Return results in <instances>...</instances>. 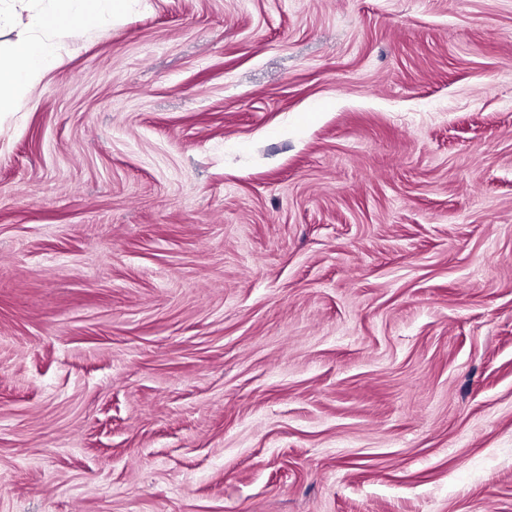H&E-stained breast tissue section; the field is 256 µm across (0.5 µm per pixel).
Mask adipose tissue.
<instances>
[{"label":"adipose tissue","mask_w":512,"mask_h":512,"mask_svg":"<svg viewBox=\"0 0 512 512\" xmlns=\"http://www.w3.org/2000/svg\"><path fill=\"white\" fill-rule=\"evenodd\" d=\"M130 0H52L30 10L28 36L0 54V115L20 111L26 94L55 65L59 37L74 24L109 26L123 20Z\"/></svg>","instance_id":"1"}]
</instances>
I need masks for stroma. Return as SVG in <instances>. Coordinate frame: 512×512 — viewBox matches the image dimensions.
<instances>
[{
    "label": "stroma",
    "instance_id": "35a3bbf8",
    "mask_svg": "<svg viewBox=\"0 0 512 512\" xmlns=\"http://www.w3.org/2000/svg\"><path fill=\"white\" fill-rule=\"evenodd\" d=\"M0 117V512H512V0H134Z\"/></svg>",
    "mask_w": 512,
    "mask_h": 512
}]
</instances>
